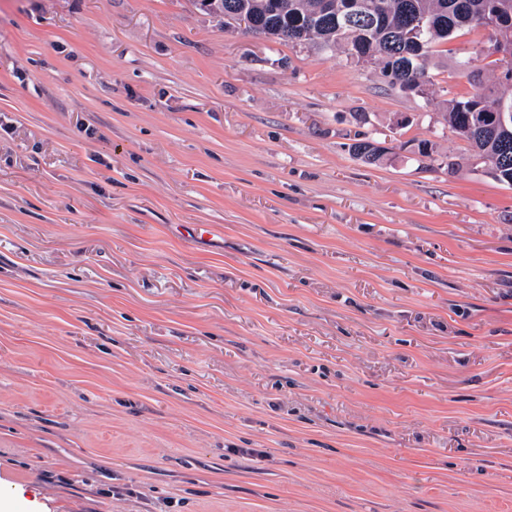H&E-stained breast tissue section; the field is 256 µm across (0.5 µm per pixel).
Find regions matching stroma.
Masks as SVG:
<instances>
[{
    "instance_id": "obj_1",
    "label": "stroma",
    "mask_w": 512,
    "mask_h": 512,
    "mask_svg": "<svg viewBox=\"0 0 512 512\" xmlns=\"http://www.w3.org/2000/svg\"><path fill=\"white\" fill-rule=\"evenodd\" d=\"M483 39L422 98L193 0H0V512H512V186L441 116Z\"/></svg>"
}]
</instances>
